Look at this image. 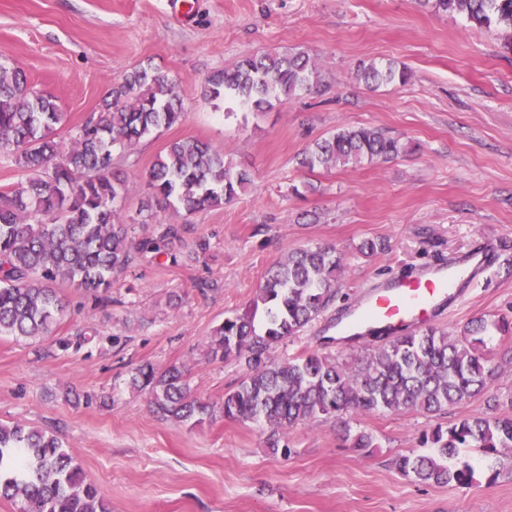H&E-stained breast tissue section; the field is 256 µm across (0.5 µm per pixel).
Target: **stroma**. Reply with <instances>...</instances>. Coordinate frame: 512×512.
I'll return each mask as SVG.
<instances>
[{"label":"stroma","instance_id":"35a3bbf8","mask_svg":"<svg viewBox=\"0 0 512 512\" xmlns=\"http://www.w3.org/2000/svg\"><path fill=\"white\" fill-rule=\"evenodd\" d=\"M293 46L314 58L321 92L263 112L204 97L214 71ZM0 51L60 99L71 128L137 65L176 81L181 120L113 155L136 183L121 212L135 238L156 234L135 218L144 177L170 141L209 142L253 175L223 207L167 213L184 224L182 242L133 263L101 297L64 288L67 314L52 335L1 336L0 422L55 435L112 512H512V470L494 456L467 452V487L419 483L392 464L419 450L423 433L487 412L488 395L432 415L320 417L288 428L287 453H274L267 426L222 411L246 366L208 354L214 329L250 308L267 270L317 244L343 259L336 299L267 361L330 354L349 363L386 344L336 332L375 288L458 262L484 238L499 243L494 264L430 325L453 336L477 318L512 321V54L496 32L418 0H0ZM389 61L408 68L406 84L371 90L355 80L358 65ZM341 127H377L420 150L387 163L302 167L303 151ZM366 239L385 251L361 255ZM199 240L208 245L201 255ZM485 353L489 395L510 413L512 339L493 333ZM144 365L183 367L213 416L197 425L161 417L148 392L129 385ZM360 432L371 448H353Z\"/></svg>","mask_w":512,"mask_h":512}]
</instances>
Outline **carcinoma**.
I'll list each match as a JSON object with an SVG mask.
<instances>
[{
    "label": "carcinoma",
    "mask_w": 512,
    "mask_h": 512,
    "mask_svg": "<svg viewBox=\"0 0 512 512\" xmlns=\"http://www.w3.org/2000/svg\"><path fill=\"white\" fill-rule=\"evenodd\" d=\"M435 12L457 15L479 28L496 30L512 50V0H420ZM0 54V149L11 156L24 180L0 191V336H45L64 316L60 294L66 284L98 293L138 257L159 244L182 241L181 226L163 217L168 209L190 215L220 207L252 181L251 173L224 160L211 144L186 139L169 143L147 174L149 196L142 223L158 225L155 239L135 240L120 220L134 183L114 174L112 155L132 149L183 116L177 83L152 65L112 82L99 109L61 135L66 125L56 97L35 90L25 73ZM356 79L369 89L404 85L409 73L395 63L360 65ZM322 79L309 53L294 47L247 56L213 72L204 94L235 99L252 112L272 101L320 91ZM416 150L375 127H342L315 141L301 165L314 170L389 162ZM343 260L326 245L289 251L267 273L253 307L224 320L209 344L213 358L245 360L249 373L224 395V416L270 427L276 434L321 416L416 411L437 413L489 391L493 369L482 353L488 324L482 318L450 336L436 328L411 331L366 353L349 366L332 355L310 354L264 365V352L295 336L336 298ZM264 308V320L256 313ZM133 387L148 391L153 408L176 423L199 424L213 406L193 395L185 372L142 367ZM428 452L393 460L403 475L420 483L469 486L470 464L449 465L460 449L501 454L512 468V418L470 416L424 436ZM0 498L20 512H110L53 434L21 423H0Z\"/></svg>",
    "instance_id": "carcinoma-1"
}]
</instances>
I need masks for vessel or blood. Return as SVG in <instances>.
<instances>
[{"mask_svg":"<svg viewBox=\"0 0 512 512\" xmlns=\"http://www.w3.org/2000/svg\"><path fill=\"white\" fill-rule=\"evenodd\" d=\"M493 243L451 268H436L384 285L369 294L353 314L351 325L379 324L394 333L430 320L446 299L458 296L459 285L483 271L494 256Z\"/></svg>","mask_w":512,"mask_h":512,"instance_id":"b4317fda","label":"vessel or blood"}]
</instances>
